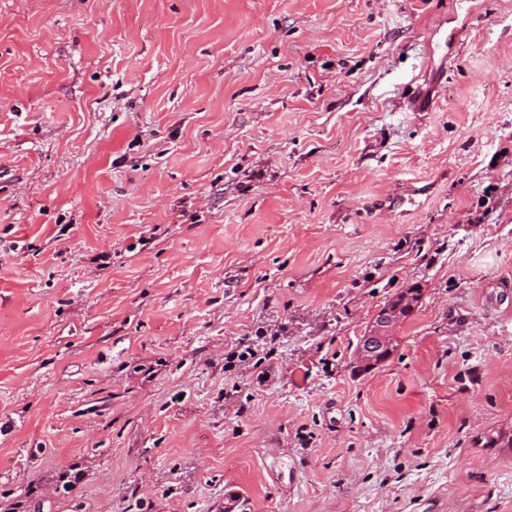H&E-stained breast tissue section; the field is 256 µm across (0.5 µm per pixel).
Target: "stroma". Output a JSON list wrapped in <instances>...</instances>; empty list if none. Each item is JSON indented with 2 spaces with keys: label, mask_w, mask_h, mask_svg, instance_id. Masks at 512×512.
Masks as SVG:
<instances>
[{
  "label": "stroma",
  "mask_w": 512,
  "mask_h": 512,
  "mask_svg": "<svg viewBox=\"0 0 512 512\" xmlns=\"http://www.w3.org/2000/svg\"><path fill=\"white\" fill-rule=\"evenodd\" d=\"M229 484L512 512V0H0V507ZM413 301L412 296L402 294L381 311L375 325L366 336H363L358 346V355L361 360L369 365H375L388 358L393 343L392 328L412 311ZM257 352L251 347L247 346L244 350L239 346L231 347L229 350L224 349V369L238 367L241 371H250L257 369L260 364L259 361H253Z\"/></svg>",
  "instance_id": "1"
}]
</instances>
